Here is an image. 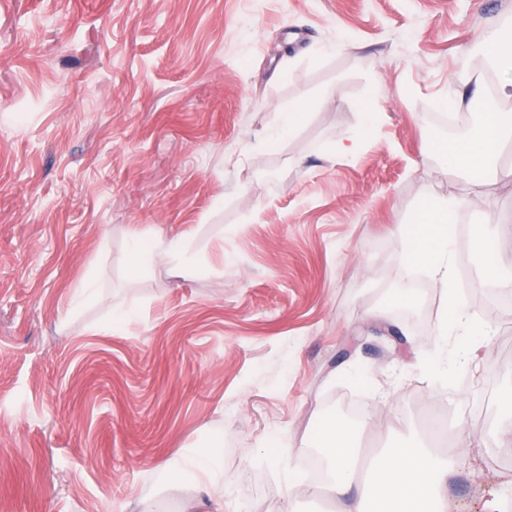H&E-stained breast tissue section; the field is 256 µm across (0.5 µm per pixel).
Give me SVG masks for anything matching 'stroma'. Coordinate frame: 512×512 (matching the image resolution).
Returning <instances> with one entry per match:
<instances>
[{
	"label": "stroma",
	"mask_w": 512,
	"mask_h": 512,
	"mask_svg": "<svg viewBox=\"0 0 512 512\" xmlns=\"http://www.w3.org/2000/svg\"><path fill=\"white\" fill-rule=\"evenodd\" d=\"M492 24L512 0H0V512H183L209 502L172 476L191 454L224 512L302 508L289 474L356 406L364 448L474 429L448 512H512V316L475 365L423 374L458 341L402 239L473 180L443 174L434 117L461 94L467 127ZM484 190L512 223V141ZM459 220L457 268L512 273L482 210ZM173 235L194 270L131 271L133 238ZM176 476L191 474L196 480L203 483L207 490L210 501L217 509L223 506L224 499V477L217 474L210 463V460L202 455L185 457L179 467L174 470Z\"/></svg>",
	"instance_id": "35a3bbf8"
}]
</instances>
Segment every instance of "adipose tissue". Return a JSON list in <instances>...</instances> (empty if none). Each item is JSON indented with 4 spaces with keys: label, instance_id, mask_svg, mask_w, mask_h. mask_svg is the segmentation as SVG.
<instances>
[{
    "label": "adipose tissue",
    "instance_id": "adipose-tissue-1",
    "mask_svg": "<svg viewBox=\"0 0 512 512\" xmlns=\"http://www.w3.org/2000/svg\"><path fill=\"white\" fill-rule=\"evenodd\" d=\"M477 52L493 71H512V37L501 28L492 27L480 37ZM512 140V112L489 108L480 126L452 149H440L439 157L445 171L466 170L483 177L501 145ZM489 200L479 186H472L464 197H448L422 207L417 231L405 237L404 249L410 264L423 266L435 286L440 288L453 313V328L461 343L453 359L456 368H464L482 348V339L496 332L492 316L476 321L464 301L457 295L456 266L453 253L452 228L457 214L467 205L488 206ZM130 258L145 268L155 260L171 262L175 268L190 267L188 241L185 237L154 239L150 246L134 240ZM352 433L336 421H328L319 451L328 464L327 478L313 474L297 476L309 496H333L344 493L357 476ZM448 470L414 448H396L377 462L371 479L363 483L360 494L351 500L345 512H448L445 488Z\"/></svg>",
    "mask_w": 512,
    "mask_h": 512
}]
</instances>
